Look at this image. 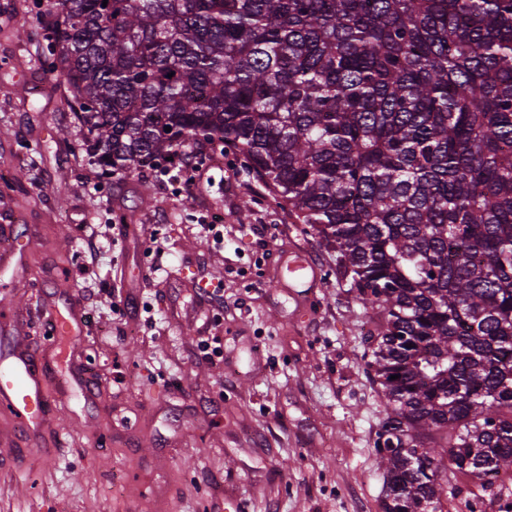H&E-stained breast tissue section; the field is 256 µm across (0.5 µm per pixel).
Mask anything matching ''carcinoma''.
Instances as JSON below:
<instances>
[{"mask_svg":"<svg viewBox=\"0 0 512 512\" xmlns=\"http://www.w3.org/2000/svg\"><path fill=\"white\" fill-rule=\"evenodd\" d=\"M102 2L45 34L102 174L235 151L381 320L382 512L512 475V0Z\"/></svg>","mask_w":512,"mask_h":512,"instance_id":"cac0c4a2","label":"carcinoma"}]
</instances>
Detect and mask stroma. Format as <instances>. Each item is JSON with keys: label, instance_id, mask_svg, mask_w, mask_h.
<instances>
[{"label": "stroma", "instance_id": "35a3bbf8", "mask_svg": "<svg viewBox=\"0 0 512 512\" xmlns=\"http://www.w3.org/2000/svg\"><path fill=\"white\" fill-rule=\"evenodd\" d=\"M45 14L44 0H0V225L25 244L0 298L32 351L96 383L61 396L50 375L40 447L0 410V512H381L373 441L386 410L363 360L368 318L335 253L241 157L210 166L217 147L194 146L188 174L102 175L44 64ZM293 251L321 275L303 297L275 281ZM202 281L223 288L220 318ZM116 295L130 313L113 310ZM71 299L84 324L74 343L43 320L46 304ZM203 336L223 359L199 354ZM118 471L127 484L115 496ZM453 482L448 512H512V492L460 473Z\"/></svg>", "mask_w": 512, "mask_h": 512}]
</instances>
